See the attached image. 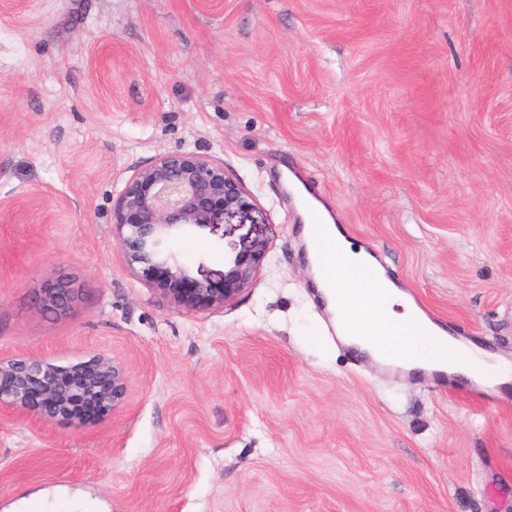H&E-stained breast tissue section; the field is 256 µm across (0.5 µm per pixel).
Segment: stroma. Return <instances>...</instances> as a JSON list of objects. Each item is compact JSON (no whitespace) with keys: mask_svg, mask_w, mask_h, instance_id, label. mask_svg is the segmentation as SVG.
<instances>
[{"mask_svg":"<svg viewBox=\"0 0 512 512\" xmlns=\"http://www.w3.org/2000/svg\"><path fill=\"white\" fill-rule=\"evenodd\" d=\"M246 205L172 248L253 285L189 312L132 270L112 202L156 156ZM436 322L512 359V0H0V358L106 355L126 404L0 417V512H512V392L404 378L337 339L286 175ZM81 297L51 323L35 292Z\"/></svg>","mask_w":512,"mask_h":512,"instance_id":"obj_1","label":"stroma"}]
</instances>
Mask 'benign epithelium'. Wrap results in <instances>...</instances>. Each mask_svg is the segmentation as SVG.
Returning a JSON list of instances; mask_svg holds the SVG:
<instances>
[{"label": "benign epithelium", "instance_id": "obj_1", "mask_svg": "<svg viewBox=\"0 0 512 512\" xmlns=\"http://www.w3.org/2000/svg\"><path fill=\"white\" fill-rule=\"evenodd\" d=\"M245 189L224 170V163L194 152L164 153L137 169L112 205V234L140 275L172 305L197 311L221 309L251 286L264 254L249 245L231 247L224 257L222 287L163 249L170 238L193 228L213 227L244 208ZM79 290L58 279L41 289L35 309L55 321L70 315ZM129 378L115 359L100 355L70 368L37 355L0 359V414L36 417L83 426L76 408L92 402L118 411L126 402Z\"/></svg>", "mask_w": 512, "mask_h": 512}]
</instances>
